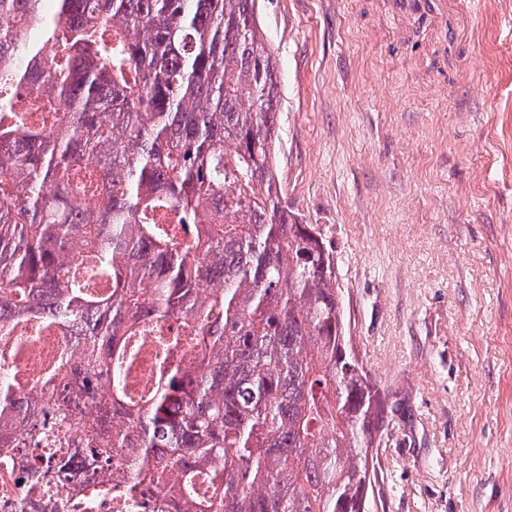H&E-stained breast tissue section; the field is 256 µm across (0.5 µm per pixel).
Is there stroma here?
Wrapping results in <instances>:
<instances>
[{
	"mask_svg": "<svg viewBox=\"0 0 512 512\" xmlns=\"http://www.w3.org/2000/svg\"><path fill=\"white\" fill-rule=\"evenodd\" d=\"M283 198L390 411L368 512H512V0H258Z\"/></svg>",
	"mask_w": 512,
	"mask_h": 512,
	"instance_id": "35a3bbf8",
	"label": "stroma"
}]
</instances>
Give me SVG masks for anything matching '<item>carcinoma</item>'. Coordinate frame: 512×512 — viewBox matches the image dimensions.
<instances>
[{"label": "carcinoma", "mask_w": 512, "mask_h": 512, "mask_svg": "<svg viewBox=\"0 0 512 512\" xmlns=\"http://www.w3.org/2000/svg\"><path fill=\"white\" fill-rule=\"evenodd\" d=\"M52 3L0 0V325L50 313L74 347L0 420V464L62 500L78 424L94 457L131 450L143 495L173 488L161 512H359L388 417L343 358L333 255L282 203L257 0ZM171 317L204 369L171 368L159 337L140 402L132 337Z\"/></svg>", "instance_id": "1"}]
</instances>
